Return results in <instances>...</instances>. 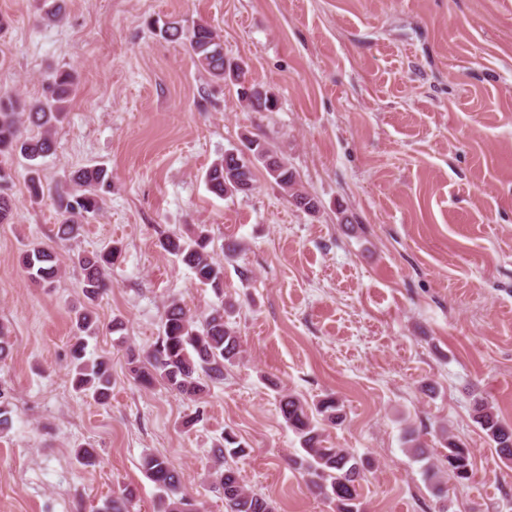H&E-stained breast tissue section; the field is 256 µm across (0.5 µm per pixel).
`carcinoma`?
<instances>
[{
    "label": "carcinoma",
    "instance_id": "obj_1",
    "mask_svg": "<svg viewBox=\"0 0 512 512\" xmlns=\"http://www.w3.org/2000/svg\"><path fill=\"white\" fill-rule=\"evenodd\" d=\"M163 37L185 40L199 64L218 80L226 79L224 46L218 35L206 24H198L186 33L175 22L164 24ZM78 91L72 72L57 70L45 80L42 97L27 102L7 92L0 93V224L8 222L12 213V199L5 193L15 177V170L6 158L21 155L32 162L50 153L55 146L53 133L65 118L66 103ZM31 124L38 133L24 132ZM263 167L268 176L284 190L291 193L297 205L314 212L317 202L296 188L297 176L288 162L280 158L271 145L258 138L244 137L242 148L227 152L206 172L208 189L221 197L239 193L238 183L254 182L257 167ZM71 182L74 187L56 186L54 190L57 209L62 217L59 238L74 236L80 219L99 209L100 192L112 187V180L103 167H90L77 171ZM29 197L33 201L44 195V184L39 170L30 165L27 177ZM210 239L200 231L188 238L165 235L160 247L176 256L194 274L199 284L223 293L224 266L215 262L209 251ZM120 256L116 247L99 252L77 255L74 262L83 272L82 293L92 302L109 288L106 270ZM20 264L38 282L52 284L61 269L60 259L52 246L35 245L20 256ZM76 329L91 333L97 328L89 307L76 312ZM86 345L82 337H75L71 348L72 384L77 391H90L95 400L109 398L112 383L109 361L99 358L92 362L85 359ZM241 345L237 332L224 319V311L215 309L201 321L183 308L175 299L166 306L161 324V334L145 352L127 349L126 363L133 379L149 388L159 383L168 390L192 401H200L209 385L224 381V369L239 358ZM280 413L296 436L302 454L291 459L297 469L307 477L311 491L332 499L336 512H362L358 482L365 469L345 448L325 445V426H335L343 421L342 405L333 394L308 403L301 397L288 394L280 400ZM474 421L483 432L488 444L505 463L512 464V427L505 425L489 403L479 398L474 401ZM246 454L245 446L233 430L224 431L223 444L213 453L209 477L224 493L226 512H274L272 502L261 494L246 490L240 483L237 470L227 457ZM141 469L159 490L160 512H199L196 503L181 487L178 472L168 459L157 454H145ZM455 482L463 484L473 477L471 449L462 442H447L442 467L429 463L425 467L428 479L440 478L441 470ZM136 498L134 488L126 486L106 499L98 512H130Z\"/></svg>",
    "mask_w": 512,
    "mask_h": 512
}]
</instances>
